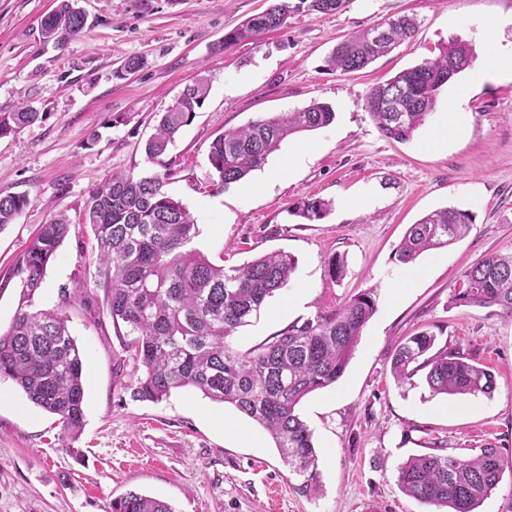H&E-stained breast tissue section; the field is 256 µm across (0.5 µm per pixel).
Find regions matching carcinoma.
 <instances>
[{
	"mask_svg": "<svg viewBox=\"0 0 512 512\" xmlns=\"http://www.w3.org/2000/svg\"><path fill=\"white\" fill-rule=\"evenodd\" d=\"M307 5L310 11L333 14L350 0H276L260 13L224 33V48L284 27L292 13ZM69 34L83 33L85 19L74 0H59L42 22L48 40L59 20ZM415 18L399 16L377 23L340 41L326 59L332 71L351 73L366 68L399 43L413 38ZM474 59L471 44L455 40L439 53L373 86L366 109L388 138L407 141L432 111L448 74L467 69ZM209 93L203 79L187 86L162 113L145 153L165 165L162 157L175 136L188 125ZM401 111H388L389 103ZM43 118L31 108L0 115V136L17 134ZM333 109L313 102L297 112L259 116L228 130L210 145L208 159L221 188L262 168L270 154L291 135L330 124ZM166 176L136 178L114 173L99 183L84 207L85 224L97 244V279L115 328L125 327L128 344L144 374L133 389L137 400L160 402L176 389L190 387L203 396L233 406L264 427L292 471L303 478L300 490H319L313 432L300 418L298 406L316 390L340 379L366 323L376 310L373 291L355 295L337 309L302 323H292L262 347L240 353L225 338L257 315L266 299L286 287L297 265L295 257L277 251L239 266L215 265L188 248L196 224L187 207L164 190ZM27 205L23 196H0V230ZM327 204L312 199L302 217L320 220ZM473 224L472 215L454 207L435 210L410 225L398 249V260L414 262L431 249L462 238ZM70 230L60 216L40 227L16 268L23 300L31 302L43 282L50 259ZM457 304L497 306L512 317V252L485 256L464 275L455 294ZM429 333L409 337L397 347L392 374L399 384L425 371L432 395L450 397L489 395L494 374L459 347H435ZM0 377L11 379L34 405L56 416L63 433L77 438L84 425V375L79 348L59 309L19 308L9 328L0 333ZM509 466L499 449L486 447L461 459L427 453L410 457L398 470L402 491L433 512H478ZM112 512H175L160 499L130 491L112 502Z\"/></svg>",
	"mask_w": 512,
	"mask_h": 512,
	"instance_id": "cac0c4a2",
	"label": "carcinoma"
}]
</instances>
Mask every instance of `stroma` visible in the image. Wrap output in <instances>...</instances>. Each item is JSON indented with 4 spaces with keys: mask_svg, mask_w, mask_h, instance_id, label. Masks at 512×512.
Listing matches in <instances>:
<instances>
[{
    "mask_svg": "<svg viewBox=\"0 0 512 512\" xmlns=\"http://www.w3.org/2000/svg\"><path fill=\"white\" fill-rule=\"evenodd\" d=\"M270 3L77 0L86 27L58 46L41 36L57 0H0V114L25 106L45 114L0 136V196L28 200L0 231V331L22 303L19 255L39 225L66 214L71 232L50 260L35 304L64 308L85 387L84 428L73 441L55 416L0 378V512H110L112 501L132 490L175 512H430L398 485L397 470L409 457L440 448L467 459L492 446L512 458V317L454 301L472 265L512 251V80L491 76L473 85L460 74L403 142L383 136L365 108L373 86L454 40L470 43L479 63L512 48V0H351L332 15L297 11L287 27L221 50L225 31ZM402 15L420 23L412 40L357 73L326 67L345 35ZM494 17L506 24L485 36L481 23ZM135 55L145 66L116 78ZM200 75L210 93L169 150L176 164L164 186L196 221L192 248L228 267L275 251L297 260L287 287L229 337L232 349H256L293 322L364 291L377 297L344 375L299 407L318 455L320 491L313 496L300 490L270 434L233 406L190 388L157 403L135 400L130 388L141 372L102 289L84 302L62 301V289L96 273V242L81 222L90 192L115 172H160L144 145L160 113ZM314 101L332 106L330 125L291 136L264 168L212 190L208 152L218 135ZM450 119L459 133L437 141ZM368 190L375 205L358 207ZM312 198L329 205L316 221L298 214ZM445 207L469 211L470 231L400 263L409 225ZM335 255L347 263L339 279L328 266ZM422 331L489 368L495 391L458 400L431 395L420 375L397 384L394 350Z\"/></svg>",
    "mask_w": 512,
    "mask_h": 512,
    "instance_id": "35a3bbf8",
    "label": "stroma"
}]
</instances>
